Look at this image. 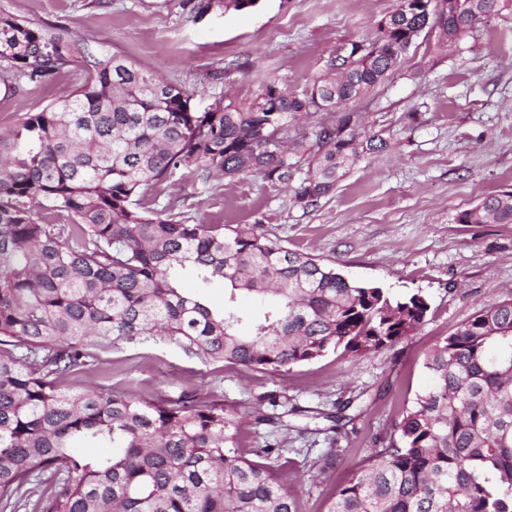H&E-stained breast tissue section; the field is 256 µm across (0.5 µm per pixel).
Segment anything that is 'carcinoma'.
I'll list each match as a JSON object with an SVG mask.
<instances>
[{
	"label": "carcinoma",
	"mask_w": 512,
	"mask_h": 512,
	"mask_svg": "<svg viewBox=\"0 0 512 512\" xmlns=\"http://www.w3.org/2000/svg\"><path fill=\"white\" fill-rule=\"evenodd\" d=\"M398 0L354 58L327 66L300 94L275 83L253 102L193 112L191 95L117 54L89 58L67 32L0 16L4 84L38 85L77 59L81 82L38 112L0 127V508L31 512H300L273 444L246 457L241 421L213 399L169 402L126 391H73L91 349L161 336L203 362L275 373L340 353L358 357L414 336L430 305L393 300L335 265L272 242L251 224H190L179 201L145 196L193 167L212 177L258 175L294 189L305 208L336 189L365 153L354 113L313 138L279 132L370 93L392 71L407 32L426 18ZM490 20L512 0H460L448 33L469 15ZM307 170H302V167ZM461 224H512V191L486 195ZM191 270L222 280L213 310L179 287ZM277 297L260 317L239 294ZM429 387L391 421L381 447L334 494L327 512H512V298L485 306L424 355ZM112 445L81 454L73 443ZM37 481L35 501L28 487Z\"/></svg>",
	"instance_id": "1"
}]
</instances>
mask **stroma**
<instances>
[{
	"mask_svg": "<svg viewBox=\"0 0 512 512\" xmlns=\"http://www.w3.org/2000/svg\"><path fill=\"white\" fill-rule=\"evenodd\" d=\"M397 0H257L243 12L190 0H0V15L85 38L93 56L119 54L190 93L192 111L248 104L261 86L302 91L326 72L333 46L374 36ZM83 64L38 86L0 82V126L71 89ZM367 134L392 147L362 158L315 205L258 176L201 182L188 169L156 199L178 198L196 224L263 221L281 246L338 261L351 279L396 299L422 292L430 314L405 343L360 358L333 353L276 374L205 363L154 337L97 352L73 389L112 388L145 398L194 395L243 422L247 448L280 442L301 512H327L399 411L427 383L425 352L487 304L512 298V224H461L483 196L512 190V14L468 31L450 48L420 35L386 81L350 104ZM284 398L259 424V397ZM346 405L348 423L329 421Z\"/></svg>",
	"mask_w": 512,
	"mask_h": 512,
	"instance_id": "stroma-1",
	"label": "stroma"
}]
</instances>
